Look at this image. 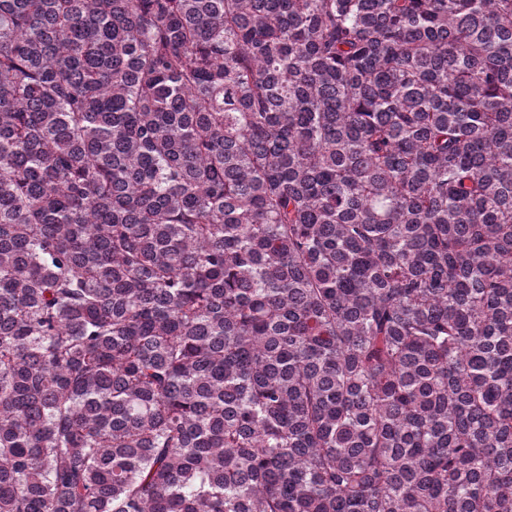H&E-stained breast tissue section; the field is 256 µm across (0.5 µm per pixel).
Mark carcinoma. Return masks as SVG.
I'll return each mask as SVG.
<instances>
[{
  "label": "carcinoma",
  "mask_w": 512,
  "mask_h": 512,
  "mask_svg": "<svg viewBox=\"0 0 512 512\" xmlns=\"http://www.w3.org/2000/svg\"><path fill=\"white\" fill-rule=\"evenodd\" d=\"M0 512H512V0H0Z\"/></svg>",
  "instance_id": "cac0c4a2"
}]
</instances>
